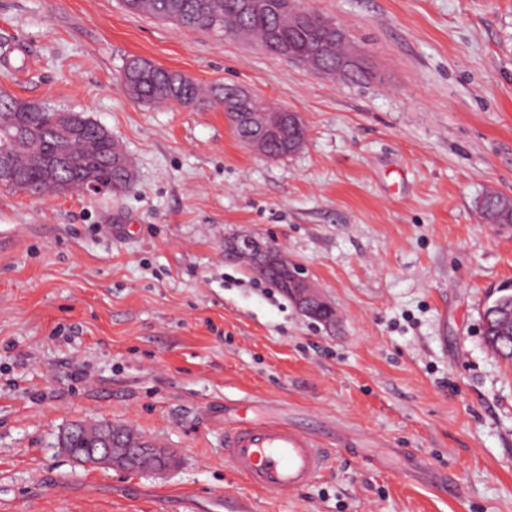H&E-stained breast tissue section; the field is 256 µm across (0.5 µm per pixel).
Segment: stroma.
<instances>
[{"label": "stroma", "instance_id": "1", "mask_svg": "<svg viewBox=\"0 0 512 512\" xmlns=\"http://www.w3.org/2000/svg\"><path fill=\"white\" fill-rule=\"evenodd\" d=\"M368 74L333 80L257 43L122 0H0V85L83 112L133 164L130 192L0 187V512H512V361L482 313L512 293V0H299ZM141 57L297 112L271 160L218 107L149 106ZM282 247L336 308L305 316L246 260ZM325 448L290 495L224 456L241 404ZM75 421L168 449L161 474L80 465ZM455 483L448 493L447 483ZM481 214L488 224H512V199L499 193L487 194Z\"/></svg>", "mask_w": 512, "mask_h": 512}]
</instances>
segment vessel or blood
<instances>
[{"label": "vessel or blood", "mask_w": 512, "mask_h": 512, "mask_svg": "<svg viewBox=\"0 0 512 512\" xmlns=\"http://www.w3.org/2000/svg\"><path fill=\"white\" fill-rule=\"evenodd\" d=\"M224 455L254 487L283 494L303 487L327 465L312 436L276 420L244 416L225 433Z\"/></svg>", "instance_id": "obj_1"}]
</instances>
